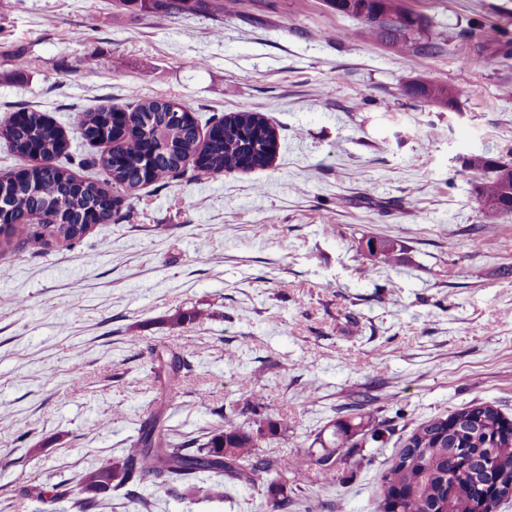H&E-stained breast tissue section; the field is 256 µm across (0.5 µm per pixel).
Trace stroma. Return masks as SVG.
I'll list each match as a JSON object with an SVG mask.
<instances>
[{
  "mask_svg": "<svg viewBox=\"0 0 512 512\" xmlns=\"http://www.w3.org/2000/svg\"><path fill=\"white\" fill-rule=\"evenodd\" d=\"M224 2L0 0V123L45 113L78 178H104L81 163L101 152L82 113L137 95L185 102L203 133L258 112L278 136L266 166L122 192L129 219L0 256V512H72L28 488H76L154 410L176 437L203 436L244 406L245 375L292 420L266 444L287 458L367 398L383 439L330 489L312 484L322 512H373L401 437L431 417L487 403L512 419V214L487 220L462 166L512 153V0H404L433 56L373 38L333 0ZM468 37L481 65L459 57ZM422 82L453 87L454 108L407 93ZM371 240L395 243L391 264ZM183 311L194 323L173 325ZM170 353L190 370L167 393L153 370ZM211 482L138 492L152 512H257L256 488L218 499ZM120 2L126 6L137 5L139 9L144 11L154 9L159 5V2H164V7L170 13L178 14L195 10L203 0H120Z\"/></svg>",
  "mask_w": 512,
  "mask_h": 512,
  "instance_id": "obj_1",
  "label": "stroma"
}]
</instances>
